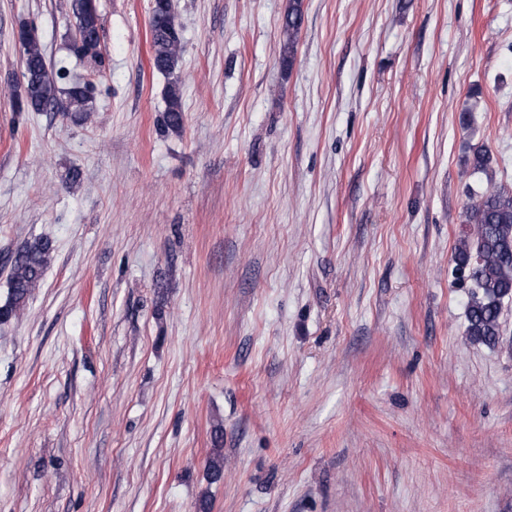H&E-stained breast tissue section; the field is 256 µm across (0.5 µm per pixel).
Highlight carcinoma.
Listing matches in <instances>:
<instances>
[{"label": "carcinoma", "mask_w": 512, "mask_h": 512, "mask_svg": "<svg viewBox=\"0 0 512 512\" xmlns=\"http://www.w3.org/2000/svg\"><path fill=\"white\" fill-rule=\"evenodd\" d=\"M150 13L159 16L150 20L153 65L171 76L183 52V42L176 23L173 0H156ZM75 32L81 39L72 41L71 53L81 61L95 66L102 64L100 25L97 10L89 0H72ZM304 19L303 0H288L282 19L283 52L291 60ZM22 80L11 84L18 112H44L61 94L66 95L67 112L75 123L88 120L91 92L81 80L68 79L66 70H53L47 64L37 31L27 32L21 39ZM68 80L64 87L58 86ZM184 123L178 81L168 83L166 108L162 127L179 130ZM493 157L483 145L476 148L469 160L473 172L487 178L486 187L463 212L459 244L454 253L455 270L470 282L466 332L470 340L486 346L499 343L502 333L501 314L505 302L512 300V189L497 184L490 175ZM54 251L53 241L40 237L25 244L10 259L9 297L0 306V325L17 318L21 306L40 287L45 269ZM223 425L212 430L214 451L208 460V477L219 481L224 474L222 442Z\"/></svg>", "instance_id": "1"}]
</instances>
